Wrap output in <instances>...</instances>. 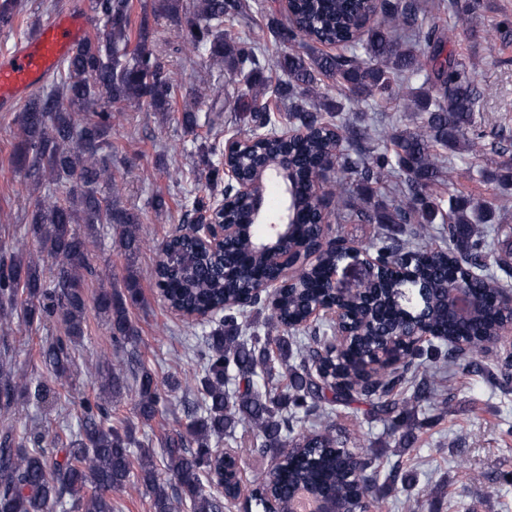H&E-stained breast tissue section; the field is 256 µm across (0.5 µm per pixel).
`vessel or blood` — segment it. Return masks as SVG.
<instances>
[{
  "mask_svg": "<svg viewBox=\"0 0 512 512\" xmlns=\"http://www.w3.org/2000/svg\"><path fill=\"white\" fill-rule=\"evenodd\" d=\"M83 11L69 9L50 17L28 40L0 57V112L25 105L48 76L87 37Z\"/></svg>",
  "mask_w": 512,
  "mask_h": 512,
  "instance_id": "1",
  "label": "vessel or blood"
}]
</instances>
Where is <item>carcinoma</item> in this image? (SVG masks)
I'll use <instances>...</instances> for the list:
<instances>
[{
  "mask_svg": "<svg viewBox=\"0 0 512 512\" xmlns=\"http://www.w3.org/2000/svg\"><path fill=\"white\" fill-rule=\"evenodd\" d=\"M100 32L89 37L65 61L47 92L34 96L20 112L14 164L30 179L34 198L25 235L35 249L0 245V316L19 315L26 324L62 316L66 334L42 342L39 356L57 381L71 378L73 349L84 337L88 309L108 327L124 360L98 365V392L80 401L76 432L32 427L22 433L9 424L14 406L32 400L45 410L58 404L60 393L9 370L0 371V512H114L112 493L143 488L151 512H224L232 488L206 487L217 469L214 449L224 444L259 457L278 455L277 479L258 470L248 496L256 512H268L275 499L290 512L291 492L298 485L341 497L353 512H377L384 485L376 457L363 450L351 459L336 438L340 407L365 400L375 416L400 433L403 445L415 440L412 414L426 405L446 404L450 367L479 368L485 341L506 331V321L492 304L499 285L484 273V250L512 253V226L470 198L448 200V242L430 248L441 215L433 188L447 178L441 148L449 162L471 168L478 142L472 137L481 94L467 65L446 51L447 38L436 12L418 21L413 0H382L383 22L364 26L372 0H293L294 20L255 0H195L184 16L188 57L205 55L212 66L227 70L238 84L237 110L247 129L239 131L230 159L250 175L248 162L262 154L270 163L266 177L254 184V196L266 199L268 185L281 187V206L291 204L296 221L279 243L283 255L298 256L323 247L322 262L299 266L291 283L277 289L272 303L254 294L265 281L280 277L279 267L256 247L265 225L256 223L252 202L237 199L224 210V221L239 225L238 236L224 245L218 264L196 247L189 225L177 228L162 244L154 274L165 305L186 313L224 305V317L195 349L199 370L184 380H158L139 351V329L130 309L143 303L135 258L144 245L140 216L121 202L122 186L112 171L113 122L128 105L146 103L162 117L173 111L176 80L164 70L150 44L147 17L132 19V0H93ZM258 11L267 41L258 45L235 30L234 23ZM153 15L179 17L178 0H153ZM15 0H0V27L13 26ZM294 44L275 59L284 78L265 80L260 71L269 46ZM340 45L344 54L327 46ZM336 82L344 99L321 106L314 95L324 80ZM414 111L403 128L367 121L374 98L395 100L412 83ZM305 130L285 140L280 126ZM336 168L340 177L316 199L308 186L319 173ZM387 184L397 196L389 206L373 209L374 186ZM109 195H100L102 187ZM336 200V219L380 225L361 249L383 267L407 262L418 284L414 289L382 275L362 287L371 298L365 306L354 296L344 304L367 316L372 332L356 336L342 351L327 344V330L304 324L309 308L331 298L329 270L344 250L321 243L314 222L320 204ZM84 225L80 233L75 225ZM116 225L118 247L127 265L123 288L103 289L88 300L87 279L101 272L92 264V248L104 226ZM51 260L50 274L44 262ZM462 281L478 306L464 322L447 318L442 285ZM427 311L437 343L410 350L396 347L390 365L378 377L358 383L366 358L384 346L395 329L412 319L410 304ZM268 331L249 333V314L258 305ZM277 335H272V331ZM466 343L451 352L448 337ZM183 389L195 396L183 430L160 440L169 478L157 471L155 451L136 437L134 423L112 420V400L132 397L133 414L144 426L161 406ZM310 431L296 432L308 420ZM63 452L49 459L44 443Z\"/></svg>",
  "mask_w": 512,
  "mask_h": 512,
  "instance_id": "1",
  "label": "carcinoma"
}]
</instances>
